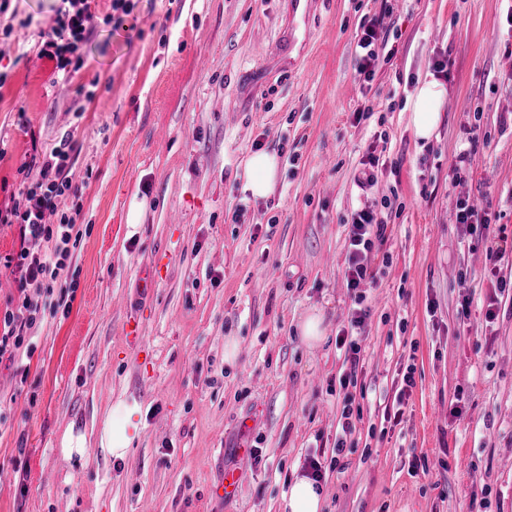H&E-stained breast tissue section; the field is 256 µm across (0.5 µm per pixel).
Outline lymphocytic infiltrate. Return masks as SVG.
Returning <instances> with one entry per match:
<instances>
[{
    "label": "lymphocytic infiltrate",
    "mask_w": 512,
    "mask_h": 512,
    "mask_svg": "<svg viewBox=\"0 0 512 512\" xmlns=\"http://www.w3.org/2000/svg\"><path fill=\"white\" fill-rule=\"evenodd\" d=\"M92 3L93 0H61L54 26L40 31V53L55 60L57 70H66L72 55L85 43ZM387 43L378 19L364 24L357 40L358 74L362 82L373 80L381 61L379 49ZM74 150L72 134L62 135L46 151L38 178L19 193L12 205L0 209V224L19 225L22 240H41L47 244L44 253L35 255L23 249L5 260L6 268L20 274L21 304L18 311L0 316V358L31 354L30 332L41 322L47 307L41 284L46 278L58 276L76 246L73 233L80 211L58 207L59 200L78 193L70 176ZM50 214L55 215V223L47 222ZM385 238L386 226L374 206L365 204L352 212L344 272L352 306L348 326L336 338L349 364L348 372L339 380L343 386L354 382L363 366L362 336L370 316L366 290L377 283L378 272L373 264Z\"/></svg>",
    "instance_id": "f902f5d3"
}]
</instances>
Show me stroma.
Listing matches in <instances>:
<instances>
[{
  "label": "stroma",
  "mask_w": 512,
  "mask_h": 512,
  "mask_svg": "<svg viewBox=\"0 0 512 512\" xmlns=\"http://www.w3.org/2000/svg\"><path fill=\"white\" fill-rule=\"evenodd\" d=\"M133 3L114 31L112 0H95L65 84L37 36L59 0H11L0 16L16 35L0 55V207L68 131L82 206L71 259L43 283L68 313L46 310L31 357L0 362V512H281L311 454L325 512H512V0ZM372 17L395 53L363 88L354 48ZM445 58L448 96L421 141L406 104ZM382 130L394 168L364 192L355 179ZM260 149L279 169L256 200L243 163ZM457 196L494 216L488 237L463 234ZM366 200L388 262L343 388L347 237ZM313 310L325 338L311 346L299 323ZM408 371L394 427L384 411ZM121 395L143 423L116 461L97 438ZM347 407L360 419L334 468ZM70 427L85 467L60 452ZM228 472L241 484L225 499Z\"/></svg>",
  "instance_id": "1"
}]
</instances>
